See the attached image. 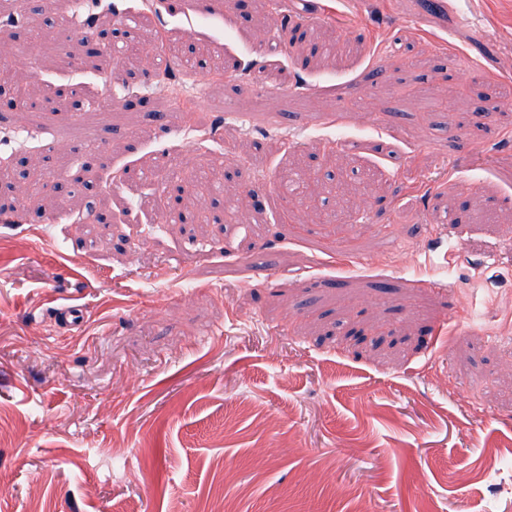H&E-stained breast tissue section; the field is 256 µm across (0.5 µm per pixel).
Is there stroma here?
<instances>
[{
  "label": "stroma",
  "mask_w": 512,
  "mask_h": 512,
  "mask_svg": "<svg viewBox=\"0 0 512 512\" xmlns=\"http://www.w3.org/2000/svg\"><path fill=\"white\" fill-rule=\"evenodd\" d=\"M87 6L169 72L0 0V158L71 183L0 191V512H512V0Z\"/></svg>",
  "instance_id": "stroma-1"
}]
</instances>
